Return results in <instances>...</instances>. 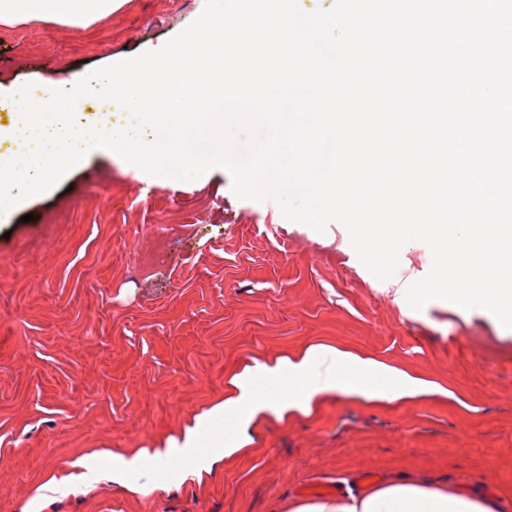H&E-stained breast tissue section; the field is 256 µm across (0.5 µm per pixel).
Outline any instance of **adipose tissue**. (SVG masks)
<instances>
[{"instance_id": "1", "label": "adipose tissue", "mask_w": 512, "mask_h": 512, "mask_svg": "<svg viewBox=\"0 0 512 512\" xmlns=\"http://www.w3.org/2000/svg\"><path fill=\"white\" fill-rule=\"evenodd\" d=\"M124 0H0V24L49 19L85 27L111 17ZM231 392L196 416L180 436L156 453L158 467L196 454L201 445L229 457L244 448L246 431L261 414L284 417L307 412L320 397L345 394L367 400L398 401L431 392L430 383L370 358L318 344L275 365L255 364L234 374ZM293 512H493L479 494L462 495L413 480H397L350 498L310 500Z\"/></svg>"}]
</instances>
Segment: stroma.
I'll list each match as a JSON object with an SVG mask.
<instances>
[{
	"label": "stroma",
	"instance_id": "1",
	"mask_svg": "<svg viewBox=\"0 0 512 512\" xmlns=\"http://www.w3.org/2000/svg\"><path fill=\"white\" fill-rule=\"evenodd\" d=\"M205 0H125L88 27L0 26V88L54 87L166 43ZM33 221L0 223V512H291L295 502L421 481L512 507V329L444 300L412 309L432 253L405 244L370 273L347 230L237 198L227 170L153 177L90 150ZM167 240L158 252L159 240ZM315 344L435 383L406 401L319 398L251 425L194 469L116 471L163 449L244 366Z\"/></svg>",
	"mask_w": 512,
	"mask_h": 512
}]
</instances>
